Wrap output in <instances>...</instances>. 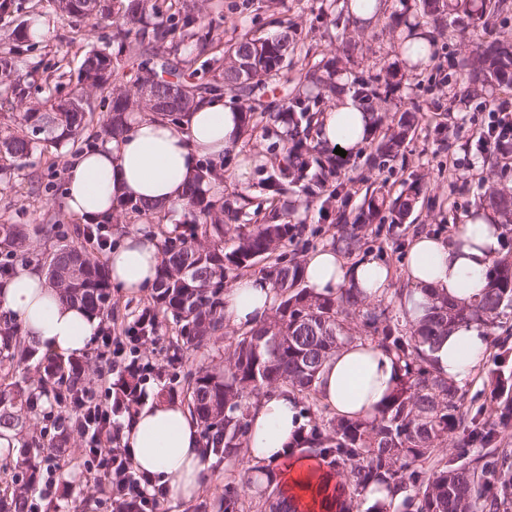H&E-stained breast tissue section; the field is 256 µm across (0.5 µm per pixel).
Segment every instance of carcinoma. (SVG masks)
Instances as JSON below:
<instances>
[{
    "label": "carcinoma",
    "instance_id": "1",
    "mask_svg": "<svg viewBox=\"0 0 512 512\" xmlns=\"http://www.w3.org/2000/svg\"><path fill=\"white\" fill-rule=\"evenodd\" d=\"M62 16L109 20L122 12L125 34L134 35V55L139 60L132 85L118 82V58L104 49L92 48L83 57L76 91L59 95L45 81L43 100L28 105L38 67L24 68V46L30 42L31 21L10 27L8 19L19 10L15 0H0V21L8 32V48L0 52V96L26 106L21 131L0 138V161H22L38 149H61L79 142L91 122L87 96L108 91L110 107L102 116L105 136L117 139L128 132L134 112L172 121L206 96L227 90L242 102L243 126L266 123L279 137L281 158L272 162L263 179L271 195V208L264 222L249 230L241 224L251 203L247 195L215 198L210 186L223 182L224 165L208 162L199 166L186 188L187 209L193 220L178 224L164 234L161 260L151 294L155 315L172 318L182 345L197 351L216 336H224V372L208 369L188 371L182 391L187 406L201 424L205 450L224 452L222 512H293L276 477L268 478L270 491L254 500L243 499L239 482L249 480L247 434L250 410L270 393L287 391L301 405L306 419L297 448H309L324 464L342 476L337 512H349L352 501L369 485L391 492H407L413 512H507L512 497V448L508 421L512 404L500 403L497 421L479 423L474 436L456 443L447 453L448 439L464 423L457 389L429 361L426 349L448 335L455 326L478 323L484 329L498 326L505 309L512 307V259H495L481 297L459 305L441 294H432L426 313L413 321L397 316L384 300L368 302L354 289L320 295L304 287L302 264L287 259L279 249L294 238L295 225L277 205V198L300 186L310 197H322L331 178H339L349 157L312 144L315 120L323 108L342 91L360 108L372 114L373 131L366 137L370 152L365 164L382 167L404 157L407 140L424 118V108L408 93L422 86L421 76L438 53L439 39L448 29L476 38L474 49L455 57L447 80L456 96L495 97L512 89V41L489 39L495 22L512 15V0H332L333 23L349 32L336 55L300 74L287 100L273 96L277 85L288 79L291 65L287 52L298 49L289 27L275 36L240 33L224 46L221 64L211 78L191 82L181 79L195 61L178 58L180 43L194 41L201 51L213 42L211 31L201 24L196 3L179 0L178 7L160 0H49ZM383 20L382 30L398 40L404 64L382 68L364 77L354 73L362 38L373 19ZM154 83L160 90L176 89L169 108H160L139 96L140 87ZM398 117L387 119V112ZM426 191L422 178L404 183L391 196L374 190L364 196L355 216L346 210V184L336 187L320 201L323 219L338 225L339 241L347 254L361 250V231L367 224L385 220L403 224L417 209ZM479 208L490 210L502 225L512 223V190L490 186L480 196ZM56 225L31 229L19 224H0V249L5 259L0 273L10 272V257L26 255L34 239L54 232ZM232 241L226 247V240ZM262 263L259 270L276 295V305L265 319L237 336L224 325V279ZM48 284L60 299L76 303L96 316L112 313V291L105 266L94 260L86 247L74 242L56 244L45 258ZM357 339L376 343L396 355L399 376L386 401L369 420L330 415L318 397L317 383L324 363L340 346ZM40 357L44 375L39 393H11L0 384V428L17 434L30 421L17 410L22 398L27 408L42 401L67 406L75 401L77 387L92 380L75 374L69 365L26 343L21 323L0 326V368L16 369ZM35 449L27 459L31 469L38 460L55 451L31 438ZM0 512H28V498L10 491L0 479Z\"/></svg>",
    "mask_w": 512,
    "mask_h": 512
}]
</instances>
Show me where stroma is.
Instances as JSON below:
<instances>
[{"instance_id": "stroma-1", "label": "stroma", "mask_w": 512, "mask_h": 512, "mask_svg": "<svg viewBox=\"0 0 512 512\" xmlns=\"http://www.w3.org/2000/svg\"><path fill=\"white\" fill-rule=\"evenodd\" d=\"M23 6L38 5L42 21L50 35L33 44L26 54L31 62H41L46 71L57 65L77 70L84 53L93 47L117 52L119 41L110 21L74 23L57 15L46 0H21ZM211 33L220 42L234 38L241 30L251 29L272 34L278 25L297 28L301 39L309 45L308 57L297 58V68H309L319 60L333 56L339 32L329 0H276L275 10H268L266 0H197ZM422 104L438 102L441 111L431 113L428 120L406 144L403 163L392 168L368 169L361 158H353L344 181L351 192L348 212H357L367 183L385 186L398 193L410 174L424 176L429 205L419 206L404 224H369L364 229L362 255L387 265L392 271L389 300H397L407 288L406 254L409 243L419 234L449 237L464 215L475 209L483 188L495 186L512 190V166L500 170L484 164V154L476 148L482 126L488 115L480 106V98L468 105L453 101V88L444 85L419 93ZM89 135L82 136L77 148H64L33 153L24 164L0 172V224H53L58 234L75 237L86 223L69 214L63 206L64 172L78 150L90 147ZM294 202L293 224L300 233L287 243V257L305 260L319 248L333 244L338 236L335 225L324 221L317 207H306L301 191L288 196ZM177 332L173 322L161 321L154 340L144 343L141 355L154 366L142 384V401L165 399L170 388H182L189 366L221 370L224 366V342L215 340L204 350L190 353L188 359L174 358ZM502 374L512 378V335L495 330L490 349L473 378L458 389V395L469 414L489 416L498 405L486 384L487 375ZM66 448L58 451L54 461L57 495L50 499L51 512H111L107 485L98 484L82 467L87 440L77 428H70ZM224 490V458L214 456L202 490L189 502L161 497L160 512H197L198 503H208L207 512H219L216 502Z\"/></svg>"}]
</instances>
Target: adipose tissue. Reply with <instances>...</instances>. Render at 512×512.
<instances>
[{"instance_id": "obj_1", "label": "adipose tissue", "mask_w": 512, "mask_h": 512, "mask_svg": "<svg viewBox=\"0 0 512 512\" xmlns=\"http://www.w3.org/2000/svg\"><path fill=\"white\" fill-rule=\"evenodd\" d=\"M371 115L350 97L321 113L316 137L328 146L352 152L370 132ZM243 138L242 115L222 95H214L185 113L180 122L137 118L122 138L93 146L79 154L66 171L64 203L85 221L112 214L116 199H131L155 211L183 208L185 189L201 158L220 161ZM495 218L465 217L449 239L421 234L408 249L409 289L402 305L414 311L427 291L448 295L461 304L472 302L486 284V274L501 245ZM160 263L156 236L131 233L122 237L107 257L113 285L129 294L153 285ZM304 281L321 295L355 288L376 300L390 288L391 271L373 259L346 261L327 247L304 262ZM275 304L271 284L256 276L237 280L224 296L227 324L249 328ZM0 310L21 321L27 339L42 349L80 355L95 336L99 317L59 300L44 273L19 268L0 282ZM488 349L484 328L475 323L456 326L429 352L433 364L449 382L464 385L472 378ZM399 375L395 355L370 341L344 344L320 373L322 402L337 415L370 418L394 388ZM303 419L293 396L278 392L254 405L248 433L249 456L275 468L294 512H334L330 489L335 482L323 462L293 449ZM134 467L169 498L191 500L211 464L202 452L198 421L181 401L158 400L145 405L123 431Z\"/></svg>"}]
</instances>
